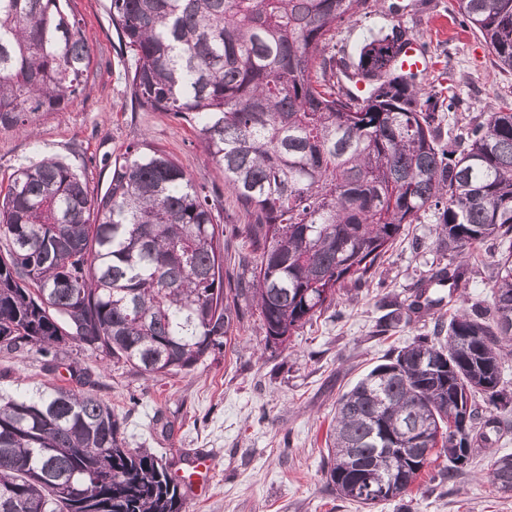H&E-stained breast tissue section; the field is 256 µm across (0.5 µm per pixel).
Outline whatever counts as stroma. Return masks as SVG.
Segmentation results:
<instances>
[{"mask_svg": "<svg viewBox=\"0 0 512 512\" xmlns=\"http://www.w3.org/2000/svg\"><path fill=\"white\" fill-rule=\"evenodd\" d=\"M453 0H430L422 10L392 15V23L429 47L422 80L454 94L458 117H485L487 109L512 102V71H502L483 37L463 28L459 38H441L438 25ZM109 0H69L92 47L84 93L59 112L33 120V133L0 131V190L13 172L37 157H59L85 176L91 189H105L112 165L130 143L148 140L170 154L205 186L213 211L243 226L245 217L187 123L162 112L140 110L124 78L127 61L109 18ZM502 246H478L465 285L432 286L433 311L448 319L473 303H488L493 262ZM449 255L437 241L433 214L407 225L362 286L346 284L339 304L306 324L285 344L267 345L258 312L240 298L244 312L230 342L216 359L185 374L145 378L131 367L77 346L60 351L55 372L44 369L35 351L0 352V392L17 385L53 383L76 388L72 373L83 370L94 390L118 415L133 448L164 455L172 471L197 454L214 468L206 492L187 498L190 512H401L398 501L371 508L339 498L323 475L326 439L336 400L372 367L415 337L431 334L432 321L382 331L380 322ZM509 430L491 448L479 449L453 480L425 468L411 488V512H512V495L496 491L487 461L512 454Z\"/></svg>", "mask_w": 512, "mask_h": 512, "instance_id": "1", "label": "stroma"}]
</instances>
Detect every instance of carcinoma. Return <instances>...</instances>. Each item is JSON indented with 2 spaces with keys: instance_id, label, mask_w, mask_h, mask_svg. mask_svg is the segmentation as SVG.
I'll return each instance as SVG.
<instances>
[{
  "instance_id": "carcinoma-1",
  "label": "carcinoma",
  "mask_w": 512,
  "mask_h": 512,
  "mask_svg": "<svg viewBox=\"0 0 512 512\" xmlns=\"http://www.w3.org/2000/svg\"><path fill=\"white\" fill-rule=\"evenodd\" d=\"M456 13L512 71V0H455ZM384 0H110L131 55L138 106L187 122L235 194L256 255L242 287L224 274L223 225L207 194L146 140L114 161L94 193L64 160L14 171L0 194V351L36 350L53 368L70 344L147 378L190 373L221 352L251 297L268 343H284L360 284L408 224L430 210L448 263L390 324L458 287L462 264L512 234V106L480 120L438 113L457 99L402 71L396 27L343 56L327 52ZM92 49L61 0H0V130H25L85 90ZM364 89H357V84ZM486 306L462 309L373 367L336 402L327 483L372 507L404 500L432 457L453 479L512 412V238ZM82 390L43 385L0 397V512H189L164 457L127 446L119 417ZM491 483L512 488V454ZM393 493L370 496L369 485Z\"/></svg>"
}]
</instances>
